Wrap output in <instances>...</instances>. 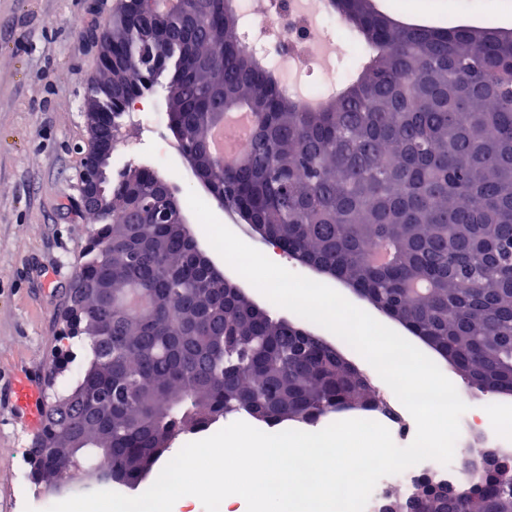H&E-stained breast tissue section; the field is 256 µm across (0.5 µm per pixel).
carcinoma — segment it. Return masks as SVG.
Here are the masks:
<instances>
[{
	"label": "carcinoma",
	"instance_id": "1",
	"mask_svg": "<svg viewBox=\"0 0 512 512\" xmlns=\"http://www.w3.org/2000/svg\"><path fill=\"white\" fill-rule=\"evenodd\" d=\"M196 27L157 17L136 0L112 18L118 63L85 107L117 114L161 75L168 122L182 127L209 196L302 261L388 309L415 336L445 350L471 383L512 391V40L489 28L398 26L369 0H346L343 21L368 60L315 109L290 98L275 74L243 49L225 0H188ZM257 114L248 150L232 163L213 154L219 105ZM153 172L112 181V253L81 265L112 272V359L92 357L74 389L104 394L76 458L87 480L70 492L134 488L168 452L167 439L238 413L277 425L312 422L380 401L340 352L320 348L288 321L228 297L185 239L161 224L149 198ZM143 223L130 224L132 214ZM391 254L374 261L378 249ZM458 487L422 479L393 494L397 512H512V457L472 459Z\"/></svg>",
	"mask_w": 512,
	"mask_h": 512
}]
</instances>
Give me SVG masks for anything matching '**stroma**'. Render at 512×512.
Listing matches in <instances>:
<instances>
[{
	"mask_svg": "<svg viewBox=\"0 0 512 512\" xmlns=\"http://www.w3.org/2000/svg\"><path fill=\"white\" fill-rule=\"evenodd\" d=\"M114 0H0V512H31L22 495L31 479L26 451L34 427L15 403L18 375L43 401L67 393L90 360L87 342L60 335L58 316L76 269L87 260L92 226L73 202L88 138L89 85L101 79L95 38ZM393 20L447 28L490 24L512 31L504 0H374ZM167 92L145 93L146 111L128 128L132 167L179 172L187 200L194 182L169 129L153 113ZM469 408L484 411V434L461 427L456 456L503 446L496 415L512 396L467 386Z\"/></svg>",
	"mask_w": 512,
	"mask_h": 512,
	"instance_id": "35a3bbf8",
	"label": "stroma"
}]
</instances>
